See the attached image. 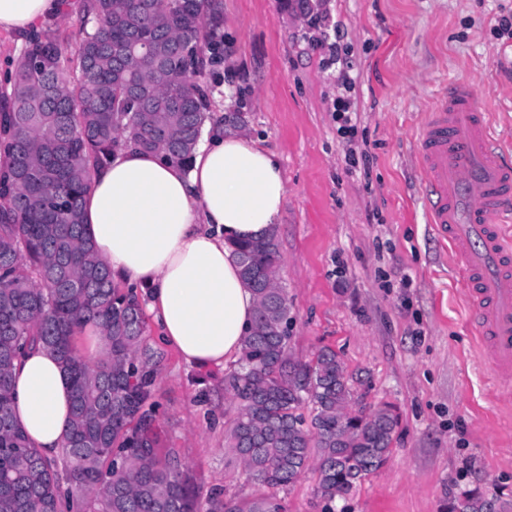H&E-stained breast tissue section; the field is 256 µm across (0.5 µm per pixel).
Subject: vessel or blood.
Instances as JSON below:
<instances>
[{
	"mask_svg": "<svg viewBox=\"0 0 512 512\" xmlns=\"http://www.w3.org/2000/svg\"><path fill=\"white\" fill-rule=\"evenodd\" d=\"M419 160L429 221L457 257L481 358L512 388V165L493 144L473 84H451L429 113Z\"/></svg>",
	"mask_w": 512,
	"mask_h": 512,
	"instance_id": "b4317fda",
	"label": "vessel or blood"
}]
</instances>
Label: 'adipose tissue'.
<instances>
[{"instance_id": "obj_1", "label": "adipose tissue", "mask_w": 512, "mask_h": 512, "mask_svg": "<svg viewBox=\"0 0 512 512\" xmlns=\"http://www.w3.org/2000/svg\"><path fill=\"white\" fill-rule=\"evenodd\" d=\"M61 0H0V30L21 34L61 12ZM286 193L275 155L215 126L190 171L128 147L93 175L84 222L116 281L146 302L161 341L197 367L236 361L256 299L234 242L262 236ZM12 408L47 457L64 445L71 387L56 354L29 349L13 370Z\"/></svg>"}]
</instances>
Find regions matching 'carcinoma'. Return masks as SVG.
<instances>
[{
  "label": "carcinoma",
  "instance_id": "cac0c4a2",
  "mask_svg": "<svg viewBox=\"0 0 512 512\" xmlns=\"http://www.w3.org/2000/svg\"><path fill=\"white\" fill-rule=\"evenodd\" d=\"M80 42L50 25L25 37L0 92V512H201L175 453L161 458L149 404L163 353L145 343L143 304L112 278L85 227L92 171L133 144L189 170L210 111L207 69L224 61V0H85ZM257 298L238 367L226 445L272 489L317 474L325 512L387 463L400 424L383 406L352 412L353 377L330 347L288 353V291L276 229L233 244ZM94 327L106 356L76 341ZM31 343L60 359L72 390L66 466L31 446L14 418V361ZM480 485L446 512H491ZM207 512H284L275 496L209 501Z\"/></svg>",
  "mask_w": 512,
  "mask_h": 512
}]
</instances>
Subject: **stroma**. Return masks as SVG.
<instances>
[{
	"instance_id": "obj_1",
	"label": "stroma",
	"mask_w": 512,
	"mask_h": 512,
	"mask_svg": "<svg viewBox=\"0 0 512 512\" xmlns=\"http://www.w3.org/2000/svg\"><path fill=\"white\" fill-rule=\"evenodd\" d=\"M340 28L354 88L311 48L308 20L280 0H224V62L211 110L244 115L287 184L277 221L289 352L339 351L364 412L400 414L392 455L341 512H441L482 476L512 500V393L483 365L449 244L428 222L419 133L449 85L468 81L512 162V43L493 27L512 0H322ZM356 112L346 143L339 95ZM225 370L166 349L154 400L160 445L175 449L201 498L257 497L226 448L236 404Z\"/></svg>"
}]
</instances>
